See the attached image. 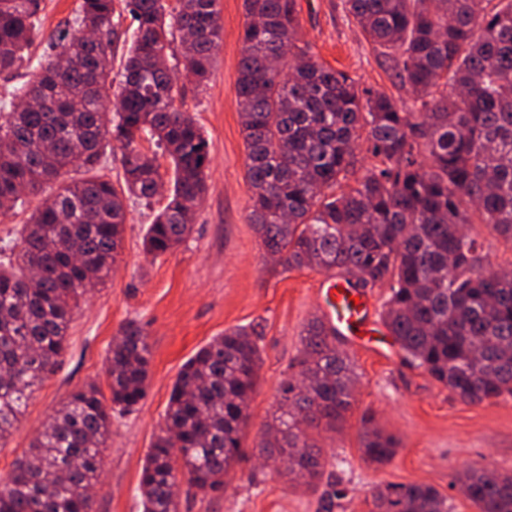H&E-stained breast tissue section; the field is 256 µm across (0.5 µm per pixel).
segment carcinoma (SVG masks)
<instances>
[{"instance_id": "obj_1", "label": "carcinoma", "mask_w": 512, "mask_h": 512, "mask_svg": "<svg viewBox=\"0 0 512 512\" xmlns=\"http://www.w3.org/2000/svg\"><path fill=\"white\" fill-rule=\"evenodd\" d=\"M219 0H125L136 27L109 94L104 62L121 37L115 0H81L57 35L58 66L47 61L19 96L37 106L0 117V212L17 207L16 186L40 192L69 167L94 169L104 146L120 152L123 184L105 176L61 183L15 238L0 247V441L11 434L34 388L62 362L67 329L87 286L103 281L119 255L126 199L146 202L160 181L158 155L173 164L167 202L147 225L144 248L161 256L192 231L206 193L208 142L176 105L168 51L182 39L184 70L204 82L221 40ZM349 13L415 95L406 112L385 93L297 44L295 0H244L236 81L246 146L251 223L265 253L288 269H339L387 283L384 322L401 349L460 399L512 396V269L485 267L468 225L483 224L512 251V0H346ZM39 26L38 0H0V72L23 65ZM294 65L276 67L285 56ZM114 98L115 112L106 111ZM152 142L149 153L143 141ZM376 161L353 185L356 150ZM36 287H28L31 274ZM298 373L260 444L266 466L315 487L320 449L306 430L336 429L351 406L356 374L324 323L311 320ZM111 404L95 383L71 393L24 459L0 479V512H95L112 413L145 398L152 351L142 328L121 326L108 349ZM260 349L235 327L200 348L173 385L165 425L142 467V512H178L177 475L188 491L218 492L245 453L242 428L257 384ZM392 436H361L376 463ZM299 449L295 465L280 458ZM477 512H512V473L479 469L459 477ZM374 512H448V498L424 484H386Z\"/></svg>"}]
</instances>
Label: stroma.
I'll list each match as a JSON object with an SVG mask.
<instances>
[{
  "instance_id": "obj_1",
  "label": "stroma",
  "mask_w": 512,
  "mask_h": 512,
  "mask_svg": "<svg viewBox=\"0 0 512 512\" xmlns=\"http://www.w3.org/2000/svg\"><path fill=\"white\" fill-rule=\"evenodd\" d=\"M80 2L40 0L33 57L48 52L61 23L73 18ZM296 4L298 37L320 63L412 109L411 92L348 16L345 0ZM219 9L222 40L207 84L199 88L188 77L178 79L184 108L202 126L209 151L208 193L193 231L173 252L151 256L143 249V236L166 199L155 197L148 206L127 200L117 260L104 283L91 288L75 308L63 362L36 387L11 436L0 441V477L9 475L74 390L90 382L107 388V350L121 325L133 320L152 351L147 395L133 413L112 418L95 512H140V471L183 364L224 330L242 326L253 331L262 354L242 434L245 456L225 476L223 491L180 494L179 512H373L372 494L387 483L427 484L447 497L450 512H476L458 477L468 468L512 472V397L462 401L412 362L381 322L372 347L335 341L355 363L358 382L337 429L307 432L325 461L318 488L297 487L263 467L258 444L281 399L282 382L296 370L302 331L321 314L317 287L325 273L286 271L266 261L248 220L251 192L244 178L246 149L236 95L243 0H220ZM368 424L397 442L386 463L372 464L363 456L361 435Z\"/></svg>"
}]
</instances>
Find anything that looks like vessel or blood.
<instances>
[{"instance_id": "b4317fda", "label": "vessel or blood", "mask_w": 512, "mask_h": 512, "mask_svg": "<svg viewBox=\"0 0 512 512\" xmlns=\"http://www.w3.org/2000/svg\"><path fill=\"white\" fill-rule=\"evenodd\" d=\"M323 287L328 326L351 341L365 334L370 326V310L366 302L357 301V288L338 275L328 277Z\"/></svg>"}]
</instances>
